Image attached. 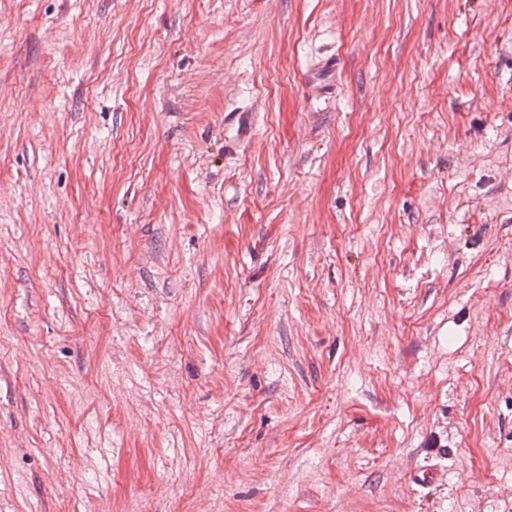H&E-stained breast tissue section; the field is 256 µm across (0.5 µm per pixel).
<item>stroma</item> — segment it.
I'll list each match as a JSON object with an SVG mask.
<instances>
[{
	"label": "stroma",
	"mask_w": 512,
	"mask_h": 512,
	"mask_svg": "<svg viewBox=\"0 0 512 512\" xmlns=\"http://www.w3.org/2000/svg\"><path fill=\"white\" fill-rule=\"evenodd\" d=\"M0 512H512V0H0Z\"/></svg>",
	"instance_id": "obj_1"
}]
</instances>
